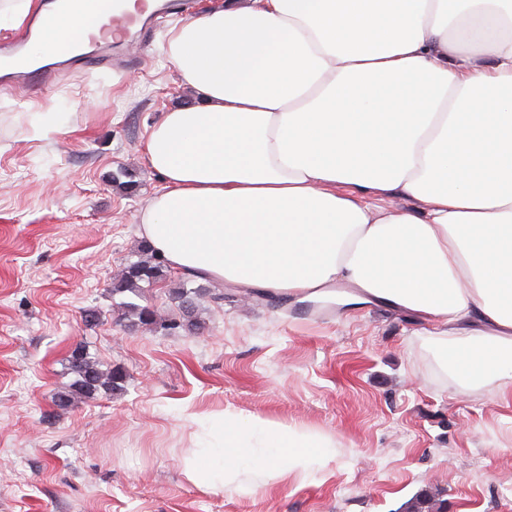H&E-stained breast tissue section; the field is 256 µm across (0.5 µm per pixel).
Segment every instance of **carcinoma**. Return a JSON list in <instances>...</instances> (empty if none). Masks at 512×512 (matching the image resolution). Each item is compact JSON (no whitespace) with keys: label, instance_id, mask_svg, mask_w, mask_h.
<instances>
[{"label":"carcinoma","instance_id":"carcinoma-1","mask_svg":"<svg viewBox=\"0 0 512 512\" xmlns=\"http://www.w3.org/2000/svg\"><path fill=\"white\" fill-rule=\"evenodd\" d=\"M168 278L166 267L157 262L138 260L130 263L122 277L112 283V292H131L141 295L143 288H151ZM181 304L183 322L182 327L190 333L199 329L196 321L198 300L207 296L214 301L220 299L204 285L188 287V281H182V286L175 292ZM68 366L74 379L69 389L56 394L55 402L61 407L71 405L76 398L91 399L99 394H110L122 388L125 375L119 369L100 368L99 364L80 349L74 350L68 359Z\"/></svg>","mask_w":512,"mask_h":512}]
</instances>
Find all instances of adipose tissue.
<instances>
[{
  "mask_svg": "<svg viewBox=\"0 0 512 512\" xmlns=\"http://www.w3.org/2000/svg\"><path fill=\"white\" fill-rule=\"evenodd\" d=\"M107 0L42 13L34 55ZM192 103L145 130L140 232L178 274L429 323L461 392L512 397V0H224L161 45ZM396 198L411 199L407 208ZM185 464L251 493L323 473L327 436L231 410Z\"/></svg>",
  "mask_w": 512,
  "mask_h": 512,
  "instance_id": "adipose-tissue-1",
  "label": "adipose tissue"
}]
</instances>
